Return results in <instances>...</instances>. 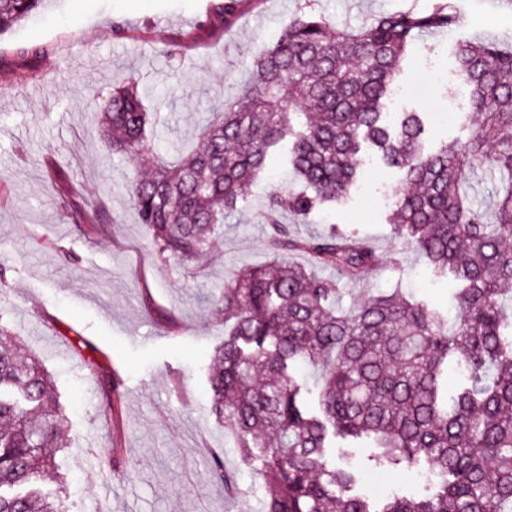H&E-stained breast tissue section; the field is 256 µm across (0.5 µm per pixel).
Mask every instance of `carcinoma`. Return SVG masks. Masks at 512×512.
Returning a JSON list of instances; mask_svg holds the SVG:
<instances>
[{
  "mask_svg": "<svg viewBox=\"0 0 512 512\" xmlns=\"http://www.w3.org/2000/svg\"><path fill=\"white\" fill-rule=\"evenodd\" d=\"M40 2L0 0V33ZM304 2L253 59L240 98L215 103L198 145L175 162L143 147L151 113L135 74L93 106L112 151L137 160L126 191L161 263L211 253L224 218L266 177L272 153L284 154L301 183L266 201L273 261L227 281L212 302L224 342L211 356V416L235 436L243 460L261 461L267 512H512V47L457 45L456 71L479 121L465 140L428 151L423 113L391 124L387 100L417 38L458 23L447 0L336 33ZM238 3L218 0L205 23H224ZM364 144L405 184L392 235L458 285L451 324L398 288L340 308L342 280L361 279L377 261L371 244L334 224L304 236L275 218L286 213L299 224L346 197ZM478 171L495 183L489 211L466 189ZM69 216L94 223L78 201ZM300 364L321 373L315 408L303 401ZM450 368L462 376L451 396L441 385ZM338 437L372 440L392 465L427 460L440 490L393 495L373 509L353 492L354 473L329 460ZM65 447L48 372L0 334V512H66L65 501L36 487L54 475ZM210 464L213 479L228 483L223 454Z\"/></svg>",
  "mask_w": 512,
  "mask_h": 512,
  "instance_id": "cac0c4a2",
  "label": "carcinoma"
}]
</instances>
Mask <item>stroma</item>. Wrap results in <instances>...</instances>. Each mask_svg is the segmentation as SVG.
Instances as JSON below:
<instances>
[{"instance_id": "stroma-1", "label": "stroma", "mask_w": 512, "mask_h": 512, "mask_svg": "<svg viewBox=\"0 0 512 512\" xmlns=\"http://www.w3.org/2000/svg\"><path fill=\"white\" fill-rule=\"evenodd\" d=\"M457 25L419 37L403 63L390 114L416 110L428 121V148L466 139L469 91L455 74L464 39L512 43V6L451 0ZM210 0H43L39 14L0 34V327L20 354L39 358L55 382L68 446L57 453L75 512H264L260 461L244 462L234 436L210 415L208 369L224 325L210 312L226 279L265 264L263 206L287 186L281 161L224 221L203 264L155 260L147 226L126 193L136 162L112 152L92 103L113 79L134 73L158 122L147 150L193 142L207 108L235 98L253 58L281 34L301 0H243L219 28L204 26ZM336 29L431 0H314ZM39 44L36 59L20 47ZM363 178L346 198L298 224L302 234L336 225L370 239L378 263L344 285L349 307L395 288L455 316L450 282L436 280L420 253L394 239L389 218L398 175L358 155ZM72 195L64 197L60 185ZM98 222L70 224L69 200ZM234 492L210 470L214 449ZM356 470L359 493L422 497L436 482L426 465L382 463L371 441L337 454Z\"/></svg>"}]
</instances>
